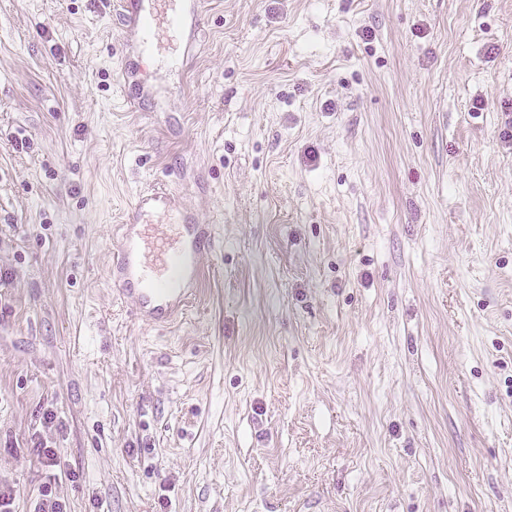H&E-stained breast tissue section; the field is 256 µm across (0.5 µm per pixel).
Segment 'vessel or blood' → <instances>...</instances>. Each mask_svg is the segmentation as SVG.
Returning <instances> with one entry per match:
<instances>
[{
	"mask_svg": "<svg viewBox=\"0 0 512 512\" xmlns=\"http://www.w3.org/2000/svg\"><path fill=\"white\" fill-rule=\"evenodd\" d=\"M124 46L151 51L162 33L195 35L205 22L201 0H117ZM213 225L183 209L168 183L141 192L112 251V283L133 316L167 326L186 310L203 276L200 258L213 252Z\"/></svg>",
	"mask_w": 512,
	"mask_h": 512,
	"instance_id": "b4317fda",
	"label": "vessel or blood"
}]
</instances>
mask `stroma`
<instances>
[{"label": "stroma", "instance_id": "1", "mask_svg": "<svg viewBox=\"0 0 512 512\" xmlns=\"http://www.w3.org/2000/svg\"><path fill=\"white\" fill-rule=\"evenodd\" d=\"M109 3L0 0L13 512H512V0H202L138 85ZM160 181L218 239L167 327L110 273Z\"/></svg>", "mask_w": 512, "mask_h": 512}]
</instances>
